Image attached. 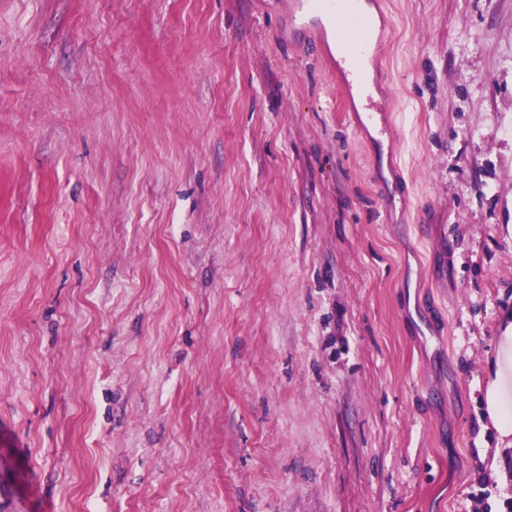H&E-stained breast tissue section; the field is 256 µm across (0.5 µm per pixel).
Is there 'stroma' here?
Returning a JSON list of instances; mask_svg holds the SVG:
<instances>
[{"label": "stroma", "instance_id": "obj_1", "mask_svg": "<svg viewBox=\"0 0 512 512\" xmlns=\"http://www.w3.org/2000/svg\"><path fill=\"white\" fill-rule=\"evenodd\" d=\"M384 2L404 204L281 0H0V512H512V0ZM481 404L484 429H492L497 448L512 447V314L497 336L496 351L488 363L487 380L482 390Z\"/></svg>", "mask_w": 512, "mask_h": 512}]
</instances>
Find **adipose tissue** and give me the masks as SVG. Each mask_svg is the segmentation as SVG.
I'll use <instances>...</instances> for the list:
<instances>
[{
  "label": "adipose tissue",
  "mask_w": 512,
  "mask_h": 512,
  "mask_svg": "<svg viewBox=\"0 0 512 512\" xmlns=\"http://www.w3.org/2000/svg\"><path fill=\"white\" fill-rule=\"evenodd\" d=\"M486 426L496 436L498 447H512V314L500 328L496 351L488 363L481 398Z\"/></svg>",
  "instance_id": "obj_1"
}]
</instances>
